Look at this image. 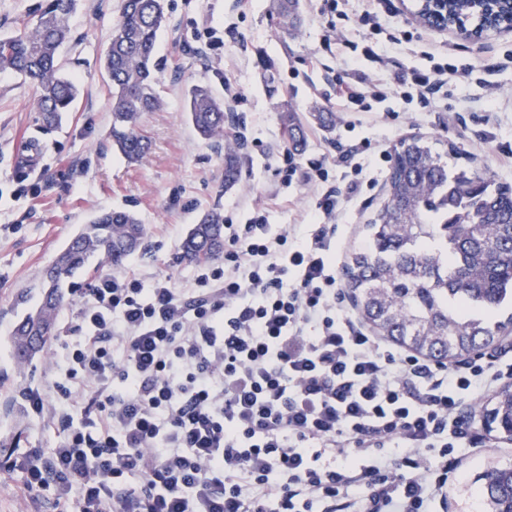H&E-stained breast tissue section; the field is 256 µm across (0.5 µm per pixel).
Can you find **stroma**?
Masks as SVG:
<instances>
[{"label":"stroma","mask_w":512,"mask_h":512,"mask_svg":"<svg viewBox=\"0 0 512 512\" xmlns=\"http://www.w3.org/2000/svg\"><path fill=\"white\" fill-rule=\"evenodd\" d=\"M168 23L157 37V89L160 111L143 116L141 132L152 144L141 162L128 163L112 147V96L101 60L113 26L120 18L119 0H80L71 21L72 39L62 51L66 75L75 79L79 96L61 123L46 126L34 108L37 91L30 81L0 73V443L46 448L57 436L20 405L22 388L51 389L60 376L66 330L75 323L80 300L110 264L96 261L78 273L58 312L56 335L32 364L16 367L7 344L12 327L40 299L35 284L81 224L95 214L132 212L147 229L145 245L122 265L143 277H171L177 287L189 285L197 266L181 261L179 244L205 212L218 208L235 223H244L253 208L268 210L270 223L305 224L311 219L319 186L297 183L282 187L278 157L285 149L278 103L305 118V154L331 153L363 140L389 150L402 138L421 134L456 145L474 159L473 167L496 181L512 185V166L501 162L512 149V64L494 60L512 52V33L488 34L479 43L462 44L455 59L469 73L453 88L445 106L420 110L393 101L398 117L384 121L381 107L353 112L343 106L328 67L344 56L342 45L324 49L326 25L320 0H301V32L284 37L269 10V0H166ZM224 27V58L216 61L190 51V12ZM325 66L311 69L312 57ZM275 67L280 99L265 89L262 59ZM244 95L226 107L229 127L242 133V178L224 186V142L201 139L184 111V95L194 85L209 86L223 96L225 84ZM390 165L371 162L374 184L336 217L338 267L367 241L366 226L379 207ZM488 399L477 401L472 422L482 437L475 448L460 451L455 477L448 485L443 512H484L478 502L485 471L512 467V441L485 424Z\"/></svg>","instance_id":"obj_1"}]
</instances>
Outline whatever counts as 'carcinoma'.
<instances>
[{"mask_svg":"<svg viewBox=\"0 0 512 512\" xmlns=\"http://www.w3.org/2000/svg\"><path fill=\"white\" fill-rule=\"evenodd\" d=\"M79 0H44L35 21L0 36V73L33 83L35 109L55 124L77 98L63 75L61 50L71 38L69 19ZM282 33L297 31L300 0H272ZM104 70L112 95V143L130 163L149 150L140 131L147 112L161 108L156 90L155 45L167 23L165 0H120ZM473 0H448V19L476 24ZM186 112L202 138L228 137L224 104L203 86L192 87ZM286 144L304 145L293 112L281 111ZM459 151L439 148L420 135L393 147L384 199L366 224L367 244L344 269L346 295L362 320L387 341L416 355L459 360L497 343L505 324L499 312L512 305V186L486 174L448 164ZM240 156L224 143V187L238 183ZM147 235L128 211H107L82 225L44 269L39 305L9 336V348L26 365L50 346L63 288L95 259L115 265L137 252ZM224 255V214L213 209L192 225L180 243V258L206 262ZM487 425L512 437V384L503 387L487 411ZM479 496L490 512H512V468L493 469Z\"/></svg>","mask_w":512,"mask_h":512,"instance_id":"cac0c4a2","label":"carcinoma"}]
</instances>
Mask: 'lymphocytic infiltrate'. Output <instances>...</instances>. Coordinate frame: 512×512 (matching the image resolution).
Here are the masks:
<instances>
[{
	"label": "lymphocytic infiltrate",
	"mask_w": 512,
	"mask_h": 512,
	"mask_svg": "<svg viewBox=\"0 0 512 512\" xmlns=\"http://www.w3.org/2000/svg\"><path fill=\"white\" fill-rule=\"evenodd\" d=\"M366 0L360 40L334 76L349 108L393 98L430 108L465 72L454 51L386 26ZM420 56L388 84L375 36ZM368 60L372 77L358 70ZM347 168L343 187L330 186ZM349 151L278 160L281 185L322 184L310 224L224 220V263L195 285L108 273L78 310L53 390L21 398L58 437L11 450L31 498L65 512H434L466 409L512 377V343L456 364L397 349L357 323L336 272V215L364 188Z\"/></svg>",
	"instance_id": "obj_1"
}]
</instances>
